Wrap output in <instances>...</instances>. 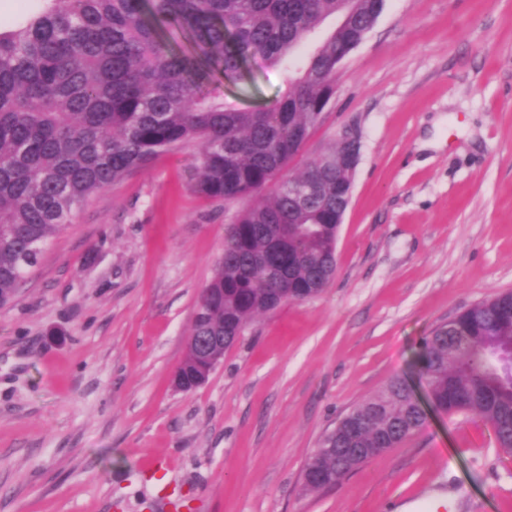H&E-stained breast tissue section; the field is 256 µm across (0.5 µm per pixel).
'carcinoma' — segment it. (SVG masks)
Here are the masks:
<instances>
[{"label":"carcinoma","mask_w":512,"mask_h":512,"mask_svg":"<svg viewBox=\"0 0 512 512\" xmlns=\"http://www.w3.org/2000/svg\"><path fill=\"white\" fill-rule=\"evenodd\" d=\"M386 0H35L0 31V305L85 200L162 153L199 146L192 189L248 198L195 311L179 389L197 388L199 336L232 346L257 315L321 293L355 172L339 143L296 174L335 91L337 64L363 40ZM346 21L325 37L323 21ZM178 31L191 48L167 37ZM305 67L269 104H224L216 84L255 58L282 65L304 42ZM308 184L299 203L291 188ZM416 365L434 411L488 423L512 455V293L482 300L423 337ZM407 379L396 377L348 410L307 465L317 492L398 447L424 426ZM352 448L365 452L355 454Z\"/></svg>","instance_id":"1"}]
</instances>
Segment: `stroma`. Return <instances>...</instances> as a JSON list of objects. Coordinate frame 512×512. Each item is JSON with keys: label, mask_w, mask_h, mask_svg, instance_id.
Listing matches in <instances>:
<instances>
[{"label": "stroma", "mask_w": 512, "mask_h": 512, "mask_svg": "<svg viewBox=\"0 0 512 512\" xmlns=\"http://www.w3.org/2000/svg\"><path fill=\"white\" fill-rule=\"evenodd\" d=\"M223 82L264 105L285 70ZM360 140L336 274L251 322L208 381L173 384L241 202L192 189L174 148L92 195L0 307V512H512L490 425L429 413L397 448L306 491L323 433L390 378L417 393L421 339L512 291V0H386L337 67L298 171Z\"/></svg>", "instance_id": "stroma-1"}]
</instances>
